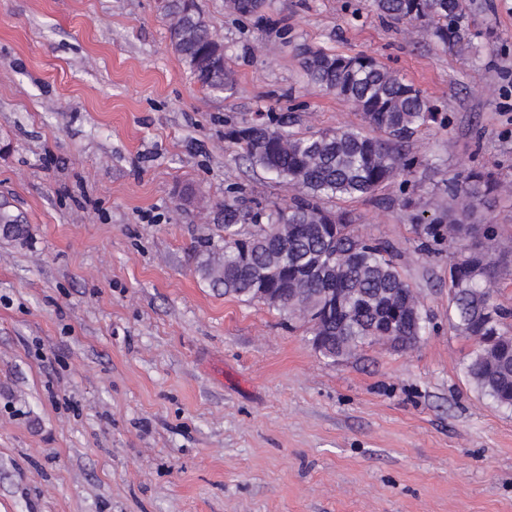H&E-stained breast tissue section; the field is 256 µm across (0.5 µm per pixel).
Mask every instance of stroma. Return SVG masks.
<instances>
[{
    "label": "stroma",
    "instance_id": "1",
    "mask_svg": "<svg viewBox=\"0 0 512 512\" xmlns=\"http://www.w3.org/2000/svg\"><path fill=\"white\" fill-rule=\"evenodd\" d=\"M237 94L206 93L162 0H0V512H512V410L478 392L450 324L455 245L421 250L448 177L495 174L493 298L512 333V0H463L464 40L379 17L371 0H272L263 22L199 0ZM365 52L447 118L409 173L329 201L389 244L428 328L413 348L323 358L302 320L221 294L194 249L216 205L290 196L225 140L290 112L361 122L306 82L298 46ZM191 188L194 197L180 194ZM0 226L4 237L22 239L28 233L23 215L15 211L7 200L0 201Z\"/></svg>",
    "mask_w": 512,
    "mask_h": 512
}]
</instances>
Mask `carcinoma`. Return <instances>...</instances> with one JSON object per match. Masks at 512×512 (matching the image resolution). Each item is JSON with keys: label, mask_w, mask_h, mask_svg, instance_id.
<instances>
[{"label": "carcinoma", "mask_w": 512, "mask_h": 512, "mask_svg": "<svg viewBox=\"0 0 512 512\" xmlns=\"http://www.w3.org/2000/svg\"><path fill=\"white\" fill-rule=\"evenodd\" d=\"M380 15L425 27L444 45L465 35L463 0H374ZM267 0H226L232 13L263 19ZM173 46L194 79L215 96L229 99L237 79L228 67L224 44L212 32L197 0H164ZM308 81L336 94L360 112L363 124L313 134L294 130L284 113L233 128L226 138L244 157L292 194L282 206L258 208L226 200L224 246L203 244L195 270L212 288L243 302H262L310 324L325 339L322 356L352 355L360 347L398 337V347L415 346L426 330L427 315L418 295L403 279L388 247L358 235L354 217L331 211L329 199L365 197L410 169L409 146L421 128L441 122L436 106L398 72L365 53L340 55L308 46L298 48ZM377 132L373 136L370 131ZM498 181L489 171L470 170L445 184L450 207L432 218L417 217L425 241L456 242L479 222ZM245 224L257 226L248 233ZM0 231L26 237L27 224L7 200L0 201ZM493 261L466 248L449 270L452 325L467 337L495 336L492 350L476 348L466 373L479 392L512 408V336L501 329L506 312L493 301Z\"/></svg>", "instance_id": "carcinoma-1"}]
</instances>
